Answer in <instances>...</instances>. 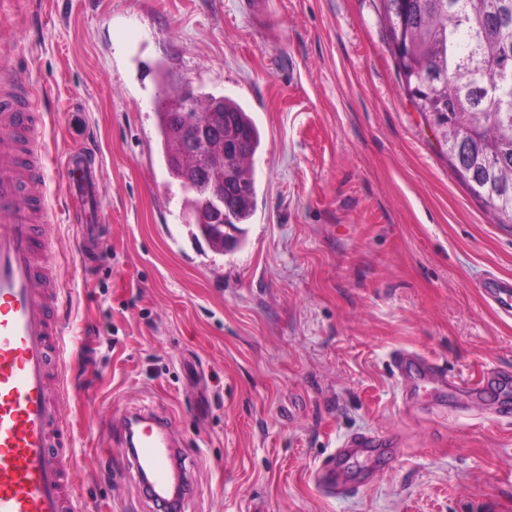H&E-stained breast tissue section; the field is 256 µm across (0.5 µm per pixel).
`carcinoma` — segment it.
<instances>
[{
	"instance_id": "1",
	"label": "carcinoma",
	"mask_w": 512,
	"mask_h": 512,
	"mask_svg": "<svg viewBox=\"0 0 512 512\" xmlns=\"http://www.w3.org/2000/svg\"><path fill=\"white\" fill-rule=\"evenodd\" d=\"M397 75L415 109L467 134L460 150L442 144L448 164L497 223L512 224V0H378ZM227 124L242 131L239 163L249 172L251 204L235 212L236 187L224 202L239 223L254 215L252 161L261 134L245 109L224 99ZM157 135L168 162L173 113L158 102Z\"/></svg>"
}]
</instances>
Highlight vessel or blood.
<instances>
[{"instance_id":"1","label":"vessel or blood","mask_w":512,"mask_h":512,"mask_svg":"<svg viewBox=\"0 0 512 512\" xmlns=\"http://www.w3.org/2000/svg\"><path fill=\"white\" fill-rule=\"evenodd\" d=\"M22 85L14 75H0V512H80L74 437L58 408L69 395L65 366L73 342L65 334L64 289L53 275L57 264L50 253L55 226L46 170L51 158L39 146L44 114L17 100ZM65 169L70 218L86 239L103 221L99 158L80 149ZM482 292L490 304L512 315L511 278L487 279ZM392 368L405 382L428 379L440 387H458L410 352L394 353ZM113 426L125 444L136 448L132 471L147 469L154 493L165 495L181 478L171 422L136 412ZM383 454L374 437H350L316 471L315 483L324 492H339L341 467L360 457L371 459L368 475L376 477Z\"/></svg>"}]
</instances>
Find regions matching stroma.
Masks as SVG:
<instances>
[{"instance_id":"1","label":"stroma","mask_w":512,"mask_h":512,"mask_svg":"<svg viewBox=\"0 0 512 512\" xmlns=\"http://www.w3.org/2000/svg\"><path fill=\"white\" fill-rule=\"evenodd\" d=\"M377 0H0V72L48 115L42 137L67 258L74 472L94 512H156L112 421L167 417L185 512H512V417L465 392L413 393L391 357L449 377L512 375V319L481 284L512 278V227L454 175L403 91ZM258 125L246 242L218 254L186 224L157 142L181 84ZM99 155L105 224L85 274L67 155ZM395 451L328 496L312 479L351 435Z\"/></svg>"}]
</instances>
